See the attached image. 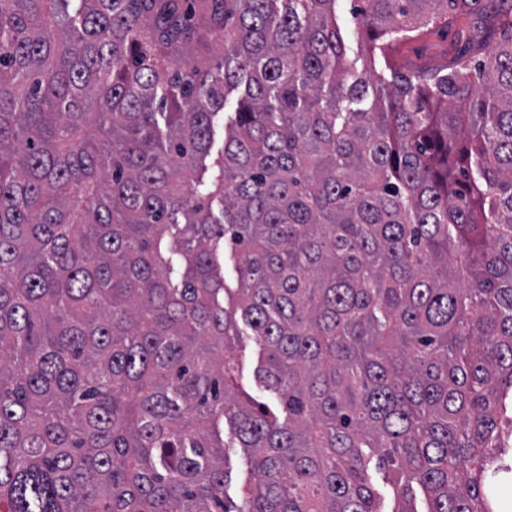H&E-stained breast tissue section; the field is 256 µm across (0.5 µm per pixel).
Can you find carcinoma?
<instances>
[{
  "label": "carcinoma",
  "mask_w": 512,
  "mask_h": 512,
  "mask_svg": "<svg viewBox=\"0 0 512 512\" xmlns=\"http://www.w3.org/2000/svg\"><path fill=\"white\" fill-rule=\"evenodd\" d=\"M338 2L0 0V512H384L372 467L389 512H496L512 0H359L354 54ZM458 14L445 70L381 63ZM240 94L241 88L230 91L224 102V111H221L213 120V146L211 153L214 157L224 150V126L231 117H234ZM241 333L242 336H239V344L236 346L242 363L241 382L259 400L271 402L273 395L260 388L254 377V369L258 361L260 348L256 344L254 336H250L251 332L249 329L241 326ZM229 466L232 469V483L228 487L230 495H236L251 478L250 464L242 448H226Z\"/></svg>",
  "instance_id": "cac0c4a2"
}]
</instances>
